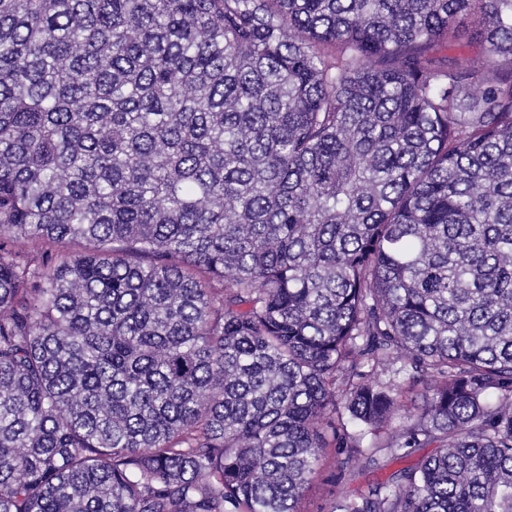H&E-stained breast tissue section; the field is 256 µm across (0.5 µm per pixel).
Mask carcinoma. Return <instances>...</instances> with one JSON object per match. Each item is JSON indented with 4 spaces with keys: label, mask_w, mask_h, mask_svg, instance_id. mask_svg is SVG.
<instances>
[{
    "label": "carcinoma",
    "mask_w": 512,
    "mask_h": 512,
    "mask_svg": "<svg viewBox=\"0 0 512 512\" xmlns=\"http://www.w3.org/2000/svg\"><path fill=\"white\" fill-rule=\"evenodd\" d=\"M428 446L336 512H512V0H0V512ZM482 27V21L478 16H467L466 19L461 22V36L457 39L455 46L449 52L469 53L479 48L480 42L477 36Z\"/></svg>",
    "instance_id": "cac0c4a2"
}]
</instances>
